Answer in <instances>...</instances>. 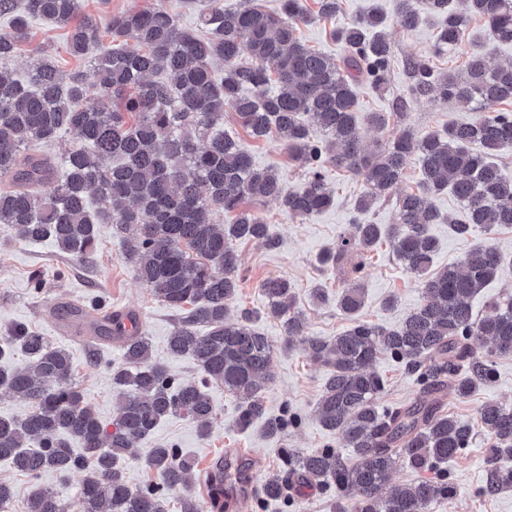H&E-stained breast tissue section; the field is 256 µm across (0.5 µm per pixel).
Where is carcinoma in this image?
I'll list each match as a JSON object with an SVG mask.
<instances>
[{
	"mask_svg": "<svg viewBox=\"0 0 512 512\" xmlns=\"http://www.w3.org/2000/svg\"><path fill=\"white\" fill-rule=\"evenodd\" d=\"M425 12L443 24L426 54L405 60L412 97L470 103L476 116L427 133L405 124L369 149L356 88L386 91L393 62L389 22L378 8L333 31L345 49L336 60L298 36L313 19L304 0H279L275 12L252 0H206L202 35L184 31L166 0H145L112 15L109 45L89 67L64 69L56 49L43 46L32 50L23 77L8 62L28 42L33 21L68 28L63 51L76 60L97 40L100 21L82 0H0V15L9 18V31L0 33V224L25 242L50 239L86 263L94 259L98 225L130 235L126 259L137 279L179 312L167 340L170 355L200 373L199 381L184 382L155 360L136 314L129 327L121 313L95 320L87 337L91 358L99 340L124 343L123 363L111 369L117 406L108 433L83 391L68 382L69 351L16 326L0 337V360L17 350L24 363L0 364V388L28 400L32 411L21 419L0 416V459L31 481L48 471L62 479L84 472L82 512H167L168 496L188 484L193 464L173 446L135 444L177 414L209 437L213 384L238 400L240 426L266 414L273 343L251 315L228 317L241 287L236 242L276 248L257 212L266 201L278 202L290 220L329 210L335 190L325 165L333 163L364 183L352 232L319 255L320 265L336 272V308L351 326L330 341L311 336L294 310L288 279L267 278L259 288L268 313L282 321V347H297L329 368L316 416L336 445L307 455L282 449L284 469L265 480L256 507L311 483L336 487L337 512H427L453 494L443 476L384 486L405 463H446L469 447L472 430L448 413V391L468 397L492 380V357L512 354V297L481 319L473 311L507 256L482 242L436 270L430 230L446 224L467 237L478 228L512 227V178L495 161L512 148V112L494 110L512 102V64H490L468 31L477 17L491 40L512 44V0H398L395 23L414 30ZM466 45L464 72L437 71L435 59ZM228 109L249 137L279 143L300 164L299 189H285L277 171L257 166L224 132ZM69 132L81 144L58 163L43 147ZM413 155L419 178L402 191ZM444 192L459 202L457 213L434 204ZM392 196L396 222H366L375 201ZM219 213L229 221H213ZM384 240L422 291L419 305L389 327L359 319L367 254ZM385 354L404 365L417 395L382 411L377 399L385 384L373 366ZM478 417L489 438L486 490L512 487V410L487 402ZM300 422L287 411L267 423V433ZM341 448L352 449L353 459L345 460ZM128 457L143 458L153 480L131 487ZM207 487L208 505L183 498L181 512H227L235 491L224 470L208 476ZM27 512L65 506L38 487L27 497Z\"/></svg>",
	"mask_w": 512,
	"mask_h": 512,
	"instance_id": "cac0c4a2",
	"label": "carcinoma"
}]
</instances>
